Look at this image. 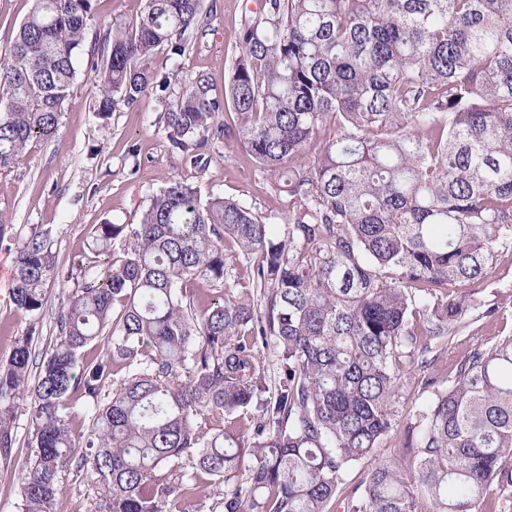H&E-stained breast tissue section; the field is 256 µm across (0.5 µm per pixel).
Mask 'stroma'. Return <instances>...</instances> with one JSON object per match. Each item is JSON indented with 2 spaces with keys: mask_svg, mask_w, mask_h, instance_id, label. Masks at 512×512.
Returning <instances> with one entry per match:
<instances>
[{
  "mask_svg": "<svg viewBox=\"0 0 512 512\" xmlns=\"http://www.w3.org/2000/svg\"><path fill=\"white\" fill-rule=\"evenodd\" d=\"M144 6L145 0H97L87 36L115 20L133 26ZM244 18L245 0H220L217 18L207 35L181 59L173 83H182L187 75L200 71L209 75L214 94L223 95ZM94 92L90 66L79 61L58 135L30 143L18 167L0 171V218L11 225L16 236L26 235L37 224L53 227L60 269H70L74 259L85 252L92 225L106 219L117 224L138 223L150 196L172 178L196 186L202 197L238 200L262 216L282 215V196L271 178L256 170L240 143L213 142L209 169L197 172L172 152L159 120L163 106L155 95L143 96L130 108L118 106L109 126L103 128L90 108ZM131 144L139 149L133 164L123 159ZM11 288L8 282L0 285V362L9 358L14 338L25 333L29 324L11 299ZM450 291L479 304L484 317L468 327L465 335L456 336L452 350L434 362L432 369L441 379L448 377L454 360L469 350L470 337L512 335V249L496 252L487 278L453 285ZM423 404V399L411 395L397 397L395 426L379 448V458L402 459L406 428ZM30 453L27 432L19 430L11 465L0 467V512H17ZM93 493L91 473L71 470L61 480L60 512H89L88 499Z\"/></svg>",
  "mask_w": 512,
  "mask_h": 512,
  "instance_id": "stroma-1",
  "label": "stroma"
}]
</instances>
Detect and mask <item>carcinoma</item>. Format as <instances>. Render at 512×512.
<instances>
[{"instance_id": "obj_1", "label": "carcinoma", "mask_w": 512, "mask_h": 512, "mask_svg": "<svg viewBox=\"0 0 512 512\" xmlns=\"http://www.w3.org/2000/svg\"><path fill=\"white\" fill-rule=\"evenodd\" d=\"M96 2L33 0L0 59V170L55 137L76 61L96 56L99 126L151 92L171 150L203 173L212 141L239 142L287 212L275 224L166 181L139 223L92 225L40 352L54 230L0 224L29 316L0 363V464L30 399L17 512H59L73 468L97 478L94 512H334L362 461L348 512H420L422 495L432 512L512 509V336L474 340L445 380L431 372L481 319L448 286L512 248V0H260L222 97L205 73L176 88L155 65L207 34L217 0H145L134 28L113 22L88 44ZM226 107L233 125L218 121ZM330 119L340 134L305 159ZM116 243L118 264L104 260ZM403 390L428 394L405 432L415 485L377 458ZM205 410L224 428L202 426Z\"/></svg>"}]
</instances>
